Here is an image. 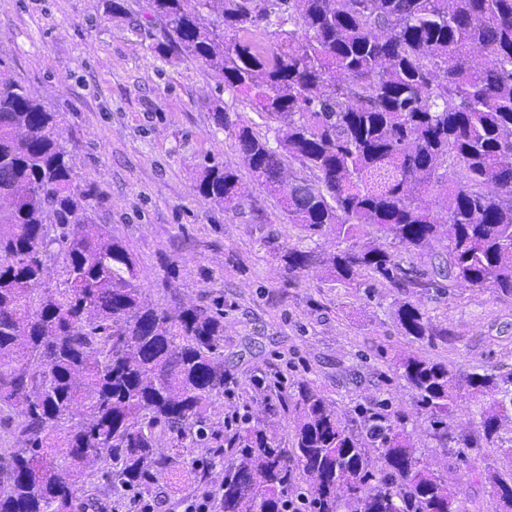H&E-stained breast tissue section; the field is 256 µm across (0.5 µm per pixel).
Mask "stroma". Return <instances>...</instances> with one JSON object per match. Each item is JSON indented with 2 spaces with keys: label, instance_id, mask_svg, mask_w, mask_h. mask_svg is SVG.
<instances>
[{
  "label": "stroma",
  "instance_id": "35a3bbf8",
  "mask_svg": "<svg viewBox=\"0 0 512 512\" xmlns=\"http://www.w3.org/2000/svg\"><path fill=\"white\" fill-rule=\"evenodd\" d=\"M122 2L124 13L115 14L108 0H0V62L63 114L61 139L79 183L102 198L97 221L134 252L147 294L164 302L169 284L187 303L224 297V364L237 384L216 398L213 421L223 424L246 403L259 412L257 379L284 378L271 394L276 401L312 383L349 416L388 399L432 469L457 478L464 463L418 419L416 393L394 361L414 353L457 374L512 371V298L464 286L443 296L380 287L369 298L317 268L289 275L278 253L301 244V232L252 183L212 109L248 122L257 113L196 61L155 52L161 33L143 21L147 0ZM208 156L247 183L239 206L225 209L196 193ZM406 300L449 328V339L410 343L395 320Z\"/></svg>",
  "mask_w": 512,
  "mask_h": 512
}]
</instances>
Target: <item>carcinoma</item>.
I'll return each mask as SVG.
<instances>
[{
    "instance_id": "obj_1",
    "label": "carcinoma",
    "mask_w": 512,
    "mask_h": 512,
    "mask_svg": "<svg viewBox=\"0 0 512 512\" xmlns=\"http://www.w3.org/2000/svg\"><path fill=\"white\" fill-rule=\"evenodd\" d=\"M152 21L159 52L249 98L261 123L213 116L253 180L303 237L336 238L326 256L288 248L289 273L321 265L368 295L459 284L512 298V0H149ZM61 121L0 62V421L19 438L0 448V512H76L97 472L148 497L180 471L171 448L200 450L194 480L215 485L221 512H470L462 485L482 475L493 512H512V465L448 483L386 400L351 423L302 384L293 409L262 405L293 413L290 442L249 413L224 439L210 419L233 383L224 299L148 300L135 254L96 222ZM195 189L224 206L246 193L216 160ZM396 318L415 343L450 336L417 303ZM395 366L442 444L461 389L491 396L462 445L512 459V373L458 380L417 355Z\"/></svg>"
}]
</instances>
